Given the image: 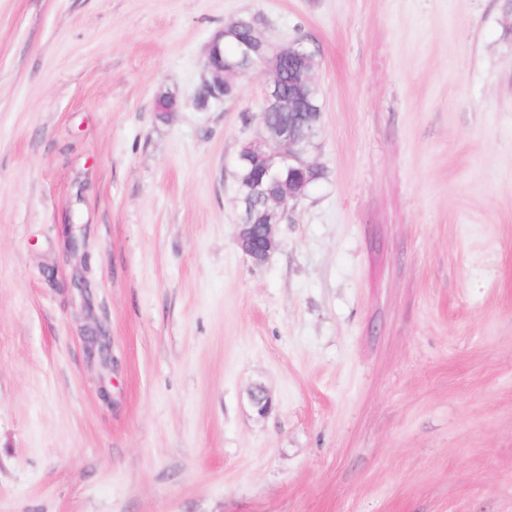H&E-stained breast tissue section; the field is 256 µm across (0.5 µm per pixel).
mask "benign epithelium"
Instances as JSON below:
<instances>
[{"instance_id":"1","label":"benign epithelium","mask_w":512,"mask_h":512,"mask_svg":"<svg viewBox=\"0 0 512 512\" xmlns=\"http://www.w3.org/2000/svg\"><path fill=\"white\" fill-rule=\"evenodd\" d=\"M220 37L205 49L204 75L196 98L201 108L210 99H224V86L257 69L270 75L264 101L278 112L306 114L313 107L319 86L313 79L314 57L301 51L302 40L274 46L259 27L239 42L238 56L233 61L221 57ZM297 62L294 90L291 96L281 92V79L288 72V60ZM261 134L245 143L234 157L236 194L242 207L236 242L242 252L255 263L265 262L276 250L274 227L282 223L289 202L305 195L307 174L315 168L308 159L309 147L297 126L270 125L260 120ZM84 341L89 360L112 371V352L106 334L96 328L85 330Z\"/></svg>"}]
</instances>
